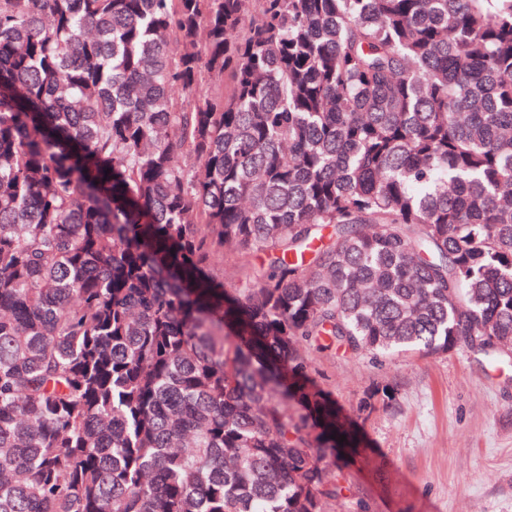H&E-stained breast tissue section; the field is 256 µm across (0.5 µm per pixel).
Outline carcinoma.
I'll return each instance as SVG.
<instances>
[{
  "label": "carcinoma",
  "mask_w": 512,
  "mask_h": 512,
  "mask_svg": "<svg viewBox=\"0 0 512 512\" xmlns=\"http://www.w3.org/2000/svg\"><path fill=\"white\" fill-rule=\"evenodd\" d=\"M326 341L512 357V0H0V512H323Z\"/></svg>",
  "instance_id": "1"
}]
</instances>
